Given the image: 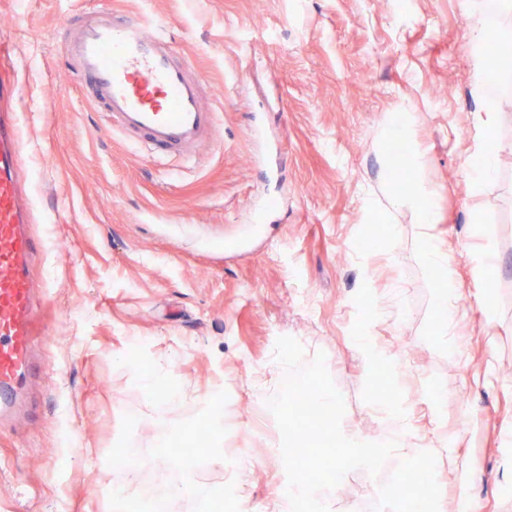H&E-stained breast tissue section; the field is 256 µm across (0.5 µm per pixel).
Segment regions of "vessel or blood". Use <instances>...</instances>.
Here are the masks:
<instances>
[{
  "label": "vessel or blood",
  "instance_id": "b4317fda",
  "mask_svg": "<svg viewBox=\"0 0 512 512\" xmlns=\"http://www.w3.org/2000/svg\"><path fill=\"white\" fill-rule=\"evenodd\" d=\"M60 52L113 130L152 155L191 162L215 139L217 112L205 101L203 78L164 22L105 9L65 32ZM22 144L13 116L0 114V419L31 380L36 312L48 295L32 274L41 247L19 181Z\"/></svg>",
  "mask_w": 512,
  "mask_h": 512
}]
</instances>
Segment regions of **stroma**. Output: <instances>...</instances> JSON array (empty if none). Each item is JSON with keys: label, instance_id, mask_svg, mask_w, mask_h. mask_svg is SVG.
Wrapping results in <instances>:
<instances>
[{"label": "stroma", "instance_id": "35a3bbf8", "mask_svg": "<svg viewBox=\"0 0 512 512\" xmlns=\"http://www.w3.org/2000/svg\"><path fill=\"white\" fill-rule=\"evenodd\" d=\"M464 0H0V44L17 81L31 230L46 251L33 268L50 285L46 340L26 412L0 428V512H127L113 496L125 472L115 449L137 446L165 467L156 443L179 447L213 392L224 395L225 439L241 468L208 466L209 485L233 477L238 512H271L287 480L253 417L281 384L279 337L305 361L324 352L359 433L394 425L362 399L365 367L348 329L369 285L370 336L397 341V372L442 392L441 416L421 382L402 383L420 448L442 432L459 479L449 503L512 512V467L500 454L512 423V108L492 133L505 148L494 181L471 190L482 103L471 92ZM151 10L167 22L210 89L219 133L193 165L155 157L114 134L82 95L59 36L87 12ZM452 94L437 100V85ZM409 113L435 193L433 236L448 240L463 357L448 354L435 306L439 276L421 256L411 213L365 214L386 169L381 127ZM381 224L376 261L360 258ZM498 263L476 276L470 253ZM493 307L495 322L484 310ZM166 369L180 394H150L135 370ZM110 471V481L91 475Z\"/></svg>", "mask_w": 512, "mask_h": 512}]
</instances>
